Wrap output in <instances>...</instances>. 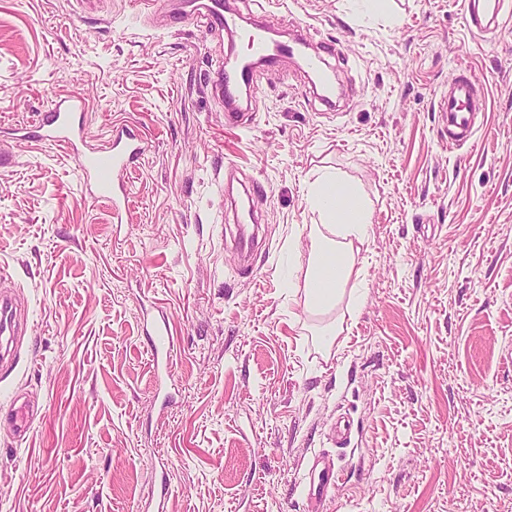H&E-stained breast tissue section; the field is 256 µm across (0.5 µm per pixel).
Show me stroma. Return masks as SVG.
Instances as JSON below:
<instances>
[{
  "instance_id": "1",
  "label": "stroma",
  "mask_w": 512,
  "mask_h": 512,
  "mask_svg": "<svg viewBox=\"0 0 512 512\" xmlns=\"http://www.w3.org/2000/svg\"><path fill=\"white\" fill-rule=\"evenodd\" d=\"M174 3L0 0V273L26 317L0 410L39 409L27 439L0 425V512H512V13L479 32L464 0L270 5L267 27L335 44L338 109L283 57L230 129L206 79L243 43ZM462 71L476 133L452 150L438 103ZM76 94L90 144L115 122L148 142L122 226L62 147L15 136ZM230 169L264 186L249 271ZM319 171L372 224L360 287L315 317L293 285ZM146 310L171 318L162 379ZM321 455L342 479L314 511Z\"/></svg>"
}]
</instances>
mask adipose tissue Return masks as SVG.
Here are the masks:
<instances>
[{"mask_svg":"<svg viewBox=\"0 0 512 512\" xmlns=\"http://www.w3.org/2000/svg\"><path fill=\"white\" fill-rule=\"evenodd\" d=\"M308 202L320 221L311 225L308 233L302 298L309 312L327 314L336 309L349 284L359 277L355 246L367 239L372 211L354 185L327 173L316 176Z\"/></svg>","mask_w":512,"mask_h":512,"instance_id":"ef3b65f1","label":"adipose tissue"}]
</instances>
